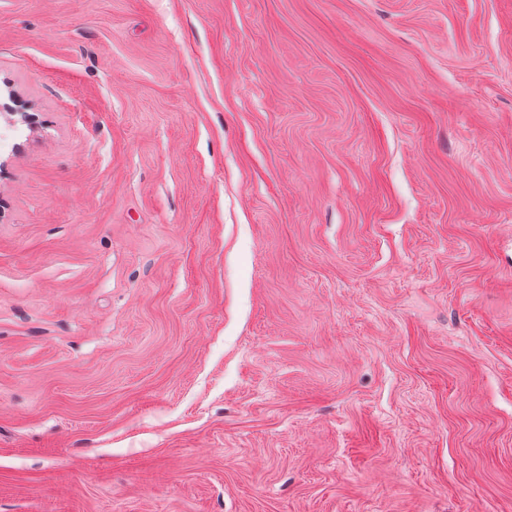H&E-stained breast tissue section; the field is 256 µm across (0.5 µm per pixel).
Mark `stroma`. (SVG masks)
<instances>
[{"mask_svg":"<svg viewBox=\"0 0 512 512\" xmlns=\"http://www.w3.org/2000/svg\"><path fill=\"white\" fill-rule=\"evenodd\" d=\"M0 512H512V0H0Z\"/></svg>","mask_w":512,"mask_h":512,"instance_id":"stroma-1","label":"stroma"}]
</instances>
